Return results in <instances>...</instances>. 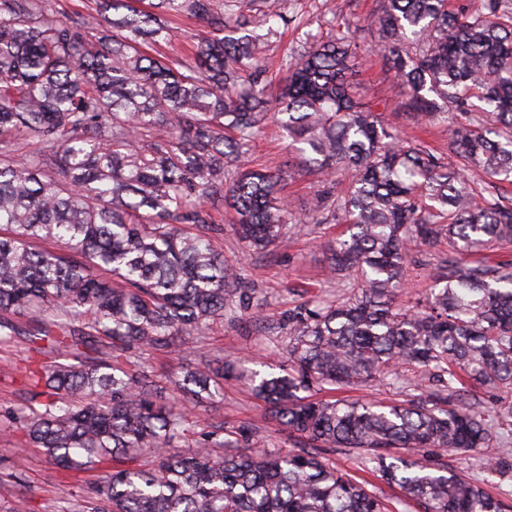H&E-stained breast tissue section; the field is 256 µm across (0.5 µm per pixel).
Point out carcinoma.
<instances>
[{
    "label": "carcinoma",
    "instance_id": "cac0c4a2",
    "mask_svg": "<svg viewBox=\"0 0 512 512\" xmlns=\"http://www.w3.org/2000/svg\"><path fill=\"white\" fill-rule=\"evenodd\" d=\"M60 19L52 0H0V346L33 354L27 397L0 410L74 472L107 469L69 512H394L322 452L348 448L422 512H512V499L438 466L442 452L499 442L467 401L472 387L512 388V260L476 257L512 243V205L479 196L466 173L512 184V16L500 0L470 14L448 0H382L374 50L387 57L418 124L468 115L448 155L402 136L359 93L351 31L298 51L272 91L257 30L277 35L281 0H97ZM195 18L194 53L144 47ZM275 121L298 166L325 189L308 217L340 220L329 268L347 297L288 313L290 368L254 373L270 417L306 443L286 453L213 426L193 448L186 405L212 395L204 363L162 381L146 351L245 307L251 289L224 263L222 201L254 252L296 217L283 170L251 169L252 143ZM30 146L18 161L16 145ZM448 240L425 299L404 309L410 243ZM429 385L392 403L318 400L311 390L396 379ZM164 455L146 467L149 452Z\"/></svg>",
    "mask_w": 512,
    "mask_h": 512
}]
</instances>
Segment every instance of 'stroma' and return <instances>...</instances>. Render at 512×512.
<instances>
[{
  "label": "stroma",
  "instance_id": "1",
  "mask_svg": "<svg viewBox=\"0 0 512 512\" xmlns=\"http://www.w3.org/2000/svg\"><path fill=\"white\" fill-rule=\"evenodd\" d=\"M380 10V0H284L283 12L288 19L283 34L269 39L263 49L269 77L283 76L282 65L287 55L303 45L307 38L353 27L361 49L360 79L367 97L379 104L387 123L407 129L401 107L403 93L390 64L382 55L372 53L373 21ZM288 141L276 125H269L254 141L248 155L252 166H282L288 159ZM315 179L293 171L286 195L290 211L298 223L288 225L283 242L261 254L249 253L232 231L220 239L227 263L243 268L247 278L257 288L252 312L243 318L216 321L203 336L183 339V351L176 356L150 354L149 364L155 373L164 376L208 362L221 366L228 360L237 361L245 372L264 371L265 367H288V332L283 316L296 306L321 298L342 299L345 280L330 275L326 246L346 229L333 221L322 224L303 222L310 197L318 190ZM448 252L447 243L428 247L420 244L411 248L409 285L400 297L402 305H412L436 274ZM25 356L23 346L0 349V405L22 403L26 396L20 371ZM420 374L409 375L407 383L373 381L359 386L319 391L322 399L389 401L413 395ZM223 425L225 431L241 435L256 431L264 435L272 448L289 450L299 445L297 436L282 431L270 420L267 405L255 397L246 380L225 377L223 388L211 398L193 407L190 414L189 440H196L212 426ZM499 447L479 454L442 456V463L463 474L484 479L495 492L512 494V471L492 473L486 470L487 460L498 458ZM22 478V486L6 481L8 473ZM96 472L82 474L80 479L66 476L45 456L42 449L22 443L18 437L0 431V503L11 504L16 496H24L26 512H60L66 501L78 494L81 484L96 479Z\"/></svg>",
  "mask_w": 512,
  "mask_h": 512
}]
</instances>
